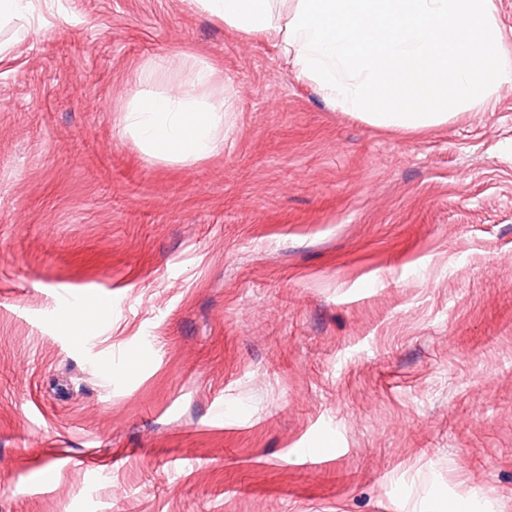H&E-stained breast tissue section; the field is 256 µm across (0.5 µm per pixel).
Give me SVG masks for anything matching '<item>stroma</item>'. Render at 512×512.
<instances>
[{"label": "stroma", "mask_w": 512, "mask_h": 512, "mask_svg": "<svg viewBox=\"0 0 512 512\" xmlns=\"http://www.w3.org/2000/svg\"><path fill=\"white\" fill-rule=\"evenodd\" d=\"M28 22L0 56V512H512V83L386 131L196 0ZM161 58L158 93L221 64L219 154L125 131Z\"/></svg>", "instance_id": "35a3bbf8"}]
</instances>
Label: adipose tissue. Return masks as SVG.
Returning a JSON list of instances; mask_svg holds the SVG:
<instances>
[{
  "label": "adipose tissue",
  "mask_w": 512,
  "mask_h": 512,
  "mask_svg": "<svg viewBox=\"0 0 512 512\" xmlns=\"http://www.w3.org/2000/svg\"><path fill=\"white\" fill-rule=\"evenodd\" d=\"M209 15L288 54L299 82L372 125L418 130L485 105L512 82L495 0H198ZM165 69L141 65L147 92L123 113L126 129L155 157L186 162L223 145L227 101L217 64L150 93Z\"/></svg>",
  "instance_id": "obj_1"
}]
</instances>
